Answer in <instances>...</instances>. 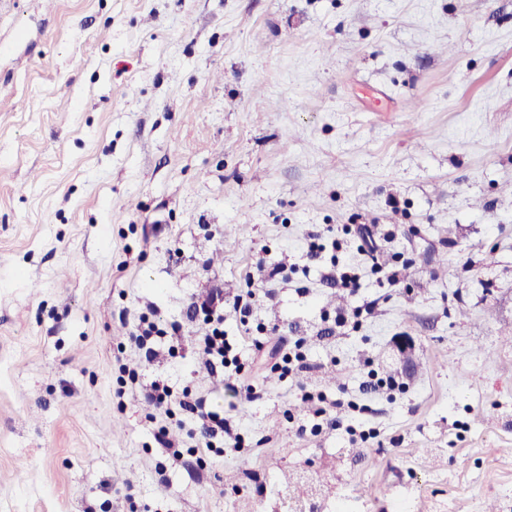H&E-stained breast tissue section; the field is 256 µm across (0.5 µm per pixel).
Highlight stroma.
Returning <instances> with one entry per match:
<instances>
[{
	"label": "stroma",
	"instance_id": "35a3bbf8",
	"mask_svg": "<svg viewBox=\"0 0 512 512\" xmlns=\"http://www.w3.org/2000/svg\"><path fill=\"white\" fill-rule=\"evenodd\" d=\"M344 224L394 229L400 283L352 296L308 257ZM260 260L297 271L238 350L250 402L190 307L220 291L239 336ZM149 304L186 336L151 362L121 347ZM510 334L512 0H0V512H282L287 471L330 512H512ZM120 353L223 408L240 451L189 453L181 411L172 459L155 407L113 396ZM303 382L338 429L308 432ZM245 284L246 289L233 300L232 305L234 310L239 313L242 329L249 335L251 331L250 320L253 315V310L256 302L260 298V291L263 289L254 287L255 282L253 276H249ZM377 303V299L363 300L361 305L352 307L350 311L336 312L333 318L336 328H343L349 324H352L353 328H358L363 317L366 318L374 314ZM301 349L302 345L297 340L293 346L288 345V352H285L281 358L284 365L280 368L293 378L301 377L310 368L307 357Z\"/></svg>",
	"mask_w": 512,
	"mask_h": 512
}]
</instances>
